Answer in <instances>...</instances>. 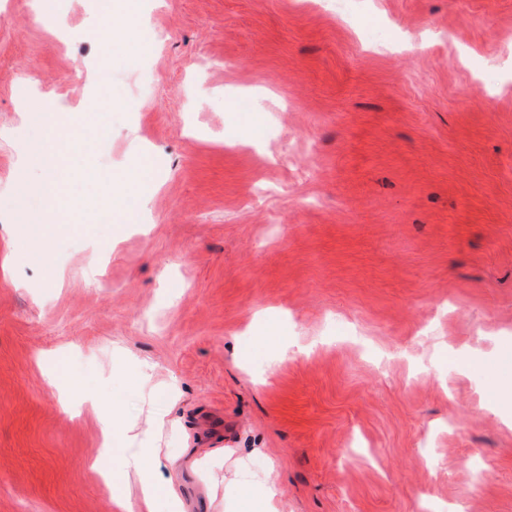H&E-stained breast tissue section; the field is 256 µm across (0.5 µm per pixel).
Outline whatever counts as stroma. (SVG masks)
<instances>
[{
	"instance_id": "35a3bbf8",
	"label": "stroma",
	"mask_w": 512,
	"mask_h": 512,
	"mask_svg": "<svg viewBox=\"0 0 512 512\" xmlns=\"http://www.w3.org/2000/svg\"><path fill=\"white\" fill-rule=\"evenodd\" d=\"M138 0L148 47L112 54L117 105L71 159L83 232L23 237L18 98L81 109L96 0H0V512H121L92 471L98 421L164 410L186 448L269 474L284 512H512V0ZM250 95L253 112H238ZM149 156L140 224L108 173ZM229 466L184 470L205 512Z\"/></svg>"
}]
</instances>
